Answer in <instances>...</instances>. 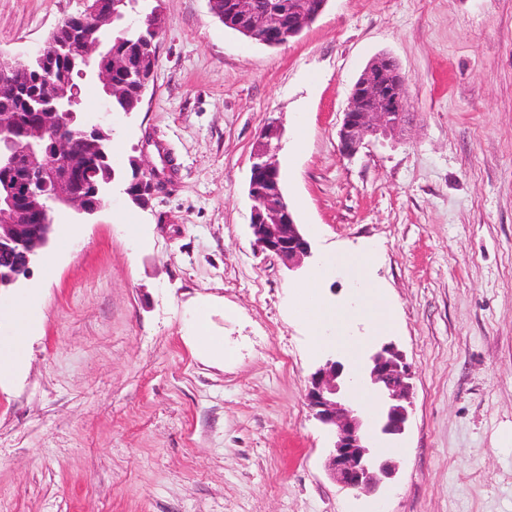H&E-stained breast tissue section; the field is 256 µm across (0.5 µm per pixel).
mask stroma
Instances as JSON below:
<instances>
[{
  "label": "stroma",
  "instance_id": "35a3bbf8",
  "mask_svg": "<svg viewBox=\"0 0 512 512\" xmlns=\"http://www.w3.org/2000/svg\"><path fill=\"white\" fill-rule=\"evenodd\" d=\"M84 0H0V54L26 61ZM150 86L112 116L115 168L162 170L147 208L120 190L0 292H38L42 319L0 377V512H512V0H329L288 45L227 29L208 0H163ZM405 77L406 123L351 159L337 130L375 57ZM279 120L283 188L312 257L288 269L249 233L250 155ZM135 217L139 237L124 221ZM377 244L393 328L352 315L315 348L288 312L328 254ZM210 307L224 355L195 350ZM392 341L414 369L391 483L329 476L310 374Z\"/></svg>",
  "mask_w": 512,
  "mask_h": 512
}]
</instances>
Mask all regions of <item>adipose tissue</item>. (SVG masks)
I'll return each mask as SVG.
<instances>
[{
  "mask_svg": "<svg viewBox=\"0 0 512 512\" xmlns=\"http://www.w3.org/2000/svg\"><path fill=\"white\" fill-rule=\"evenodd\" d=\"M373 259L374 252L370 249L355 254L326 256L318 268L315 279L299 285L293 305L311 329L317 344L333 341L336 334L344 331L349 318L346 311L322 302L316 291L319 279L340 270L351 277L360 291L363 300L361 313L379 324H390V308L382 302L374 285L365 277V272ZM13 307L17 318V331L9 340L0 341V375L7 373L24 356L29 333L41 320V310L35 296L21 298L14 302Z\"/></svg>",
  "mask_w": 512,
  "mask_h": 512,
  "instance_id": "1",
  "label": "adipose tissue"
}]
</instances>
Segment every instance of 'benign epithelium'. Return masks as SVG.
Instances as JSON below:
<instances>
[{
	"label": "benign epithelium",
	"instance_id": "benign-epithelium-1",
	"mask_svg": "<svg viewBox=\"0 0 512 512\" xmlns=\"http://www.w3.org/2000/svg\"><path fill=\"white\" fill-rule=\"evenodd\" d=\"M328 0H286L282 6L292 16L288 30H269L267 10L255 0H233L235 31L269 47L287 44L311 26L326 8ZM92 20L98 27L112 25V11L100 0H87L79 22ZM75 47L85 59L101 55L102 44L86 40L77 29L60 43L41 44L31 61L42 63L58 47ZM80 97L70 80L53 84L51 105L31 118L3 120L0 114V170H17L18 176L0 184V288H13L30 274L31 265L43 258V249L55 231L53 214L69 208L92 216L100 208L112 179L92 180L97 158L80 151L75 142L62 135L64 123L86 125L77 111ZM407 99L404 77L388 56L374 58L353 85L342 125L338 149L342 156H355L368 137L394 132L405 121ZM283 131L268 123L260 132L252 153L249 195L254 201L249 224L258 251L271 253L287 267L297 268L311 257L312 247L295 223L282 187L276 160L282 148ZM413 370L397 345L390 341L378 346L367 358L363 373L356 375L345 365L329 358L311 374L306 391L307 406L333 436L326 467L343 487L356 493H371L391 478L398 463L371 451L370 436L359 408L350 400L351 385L360 380L375 391L383 408L374 425L375 434L389 438L404 434L412 407Z\"/></svg>",
	"mask_w": 512,
	"mask_h": 512
}]
</instances>
